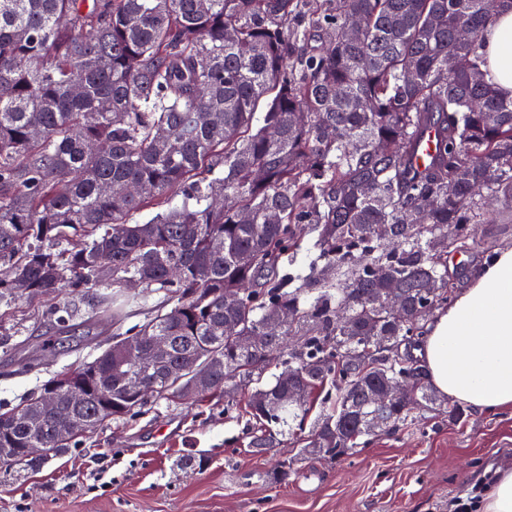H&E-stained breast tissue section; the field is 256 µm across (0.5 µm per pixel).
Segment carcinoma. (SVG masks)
Instances as JSON below:
<instances>
[{"mask_svg":"<svg viewBox=\"0 0 512 512\" xmlns=\"http://www.w3.org/2000/svg\"><path fill=\"white\" fill-rule=\"evenodd\" d=\"M495 15L485 0H0V303L46 299L64 323L80 299L85 324L107 314L119 330L68 371L85 399L60 419L33 396L0 411V470L173 402L206 367L200 399L248 391L252 453L303 426L319 395L300 452L330 459L437 404L414 350L459 290L448 247L490 256L512 226V97L474 55ZM308 236L309 272L292 273ZM131 280L170 309L124 330L141 297L116 308L114 289ZM153 336L169 338L165 369L122 362L118 344ZM273 363L288 380L264 385ZM386 381L408 399L369 402ZM60 420L85 432L55 442Z\"/></svg>","mask_w":512,"mask_h":512,"instance_id":"cac0c4a2","label":"carcinoma"}]
</instances>
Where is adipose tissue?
<instances>
[{
  "label": "adipose tissue",
  "mask_w": 512,
  "mask_h": 512,
  "mask_svg": "<svg viewBox=\"0 0 512 512\" xmlns=\"http://www.w3.org/2000/svg\"><path fill=\"white\" fill-rule=\"evenodd\" d=\"M498 92L512 97V10L475 45ZM419 356L434 389L483 410H512V248L477 268L437 313Z\"/></svg>",
  "instance_id": "1"
}]
</instances>
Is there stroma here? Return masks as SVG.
<instances>
[{"instance_id":"stroma-1","label":"stroma","mask_w":512,"mask_h":512,"mask_svg":"<svg viewBox=\"0 0 512 512\" xmlns=\"http://www.w3.org/2000/svg\"><path fill=\"white\" fill-rule=\"evenodd\" d=\"M46 301L0 303V408L37 393L66 368L94 361L112 343V325L86 340L58 337ZM210 401L148 403L142 415L110 422L80 447L37 470L0 473V512H448L488 469L512 464V411L465 406L418 408L408 428L372 435L339 459L299 454L290 435L263 454L243 451L247 417ZM209 458L190 472L188 449ZM289 460L294 472L275 477Z\"/></svg>"}]
</instances>
